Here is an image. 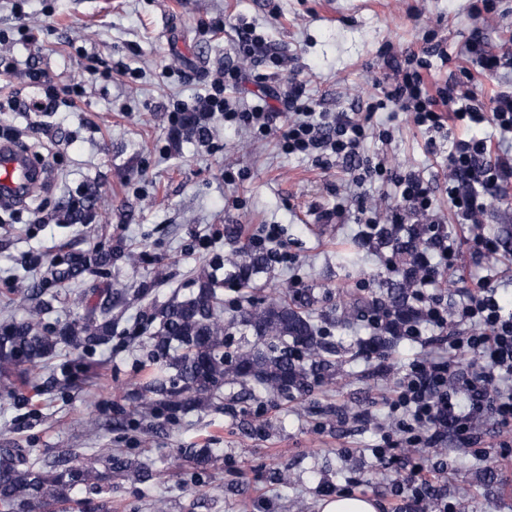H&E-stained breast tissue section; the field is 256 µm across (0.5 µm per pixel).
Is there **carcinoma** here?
<instances>
[{
    "label": "carcinoma",
    "mask_w": 512,
    "mask_h": 512,
    "mask_svg": "<svg viewBox=\"0 0 512 512\" xmlns=\"http://www.w3.org/2000/svg\"><path fill=\"white\" fill-rule=\"evenodd\" d=\"M381 245L389 247L402 261L400 277L386 298V307L393 314L395 327L418 316L412 289L419 280L410 274L422 253V240L414 238L399 242L387 230ZM112 254L97 253L76 258L63 271L60 279H74L88 263L104 265ZM264 258L246 256L233 259L241 287H249L251 278L263 267ZM40 288L33 284L23 291L19 303L27 312L20 321L0 326V370L28 365L35 367L53 357L64 344L84 350L107 344L112 337L109 321L87 317L66 324L53 335L38 331L44 313L37 303ZM348 317L355 320L376 301L344 297ZM315 297L308 288H286L261 301L248 300L224 320V297L210 275L201 276L197 293L183 300H172L156 309L153 319L154 357L164 362L149 370L140 407L151 411L160 405L171 411H186L208 402L227 382L246 388L254 384L261 389L291 398L306 394L314 386L332 379L335 363L327 358L332 348L313 322ZM241 327L255 336L266 348L257 345L234 354L224 352L228 325ZM180 454L194 466L205 469L213 460L211 448H182ZM109 472L127 473L139 482L153 478L149 467L121 455L105 456ZM105 479L82 455L71 452L61 464L44 467L26 457L21 448H0V512H88L85 504L73 498L79 486H89Z\"/></svg>",
    "instance_id": "carcinoma-1"
}]
</instances>
